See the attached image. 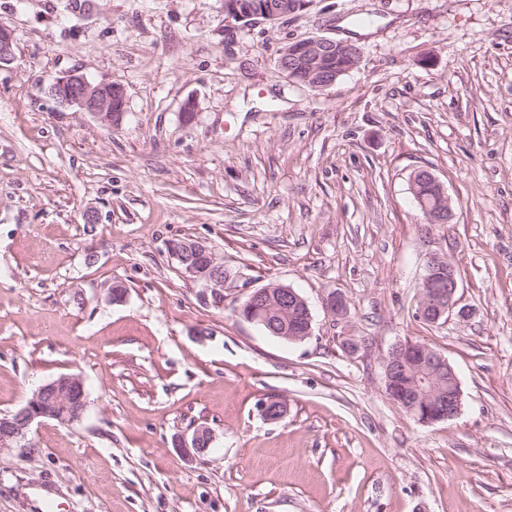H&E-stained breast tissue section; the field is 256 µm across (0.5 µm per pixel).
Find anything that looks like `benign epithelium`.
Segmentation results:
<instances>
[{"label": "benign epithelium", "mask_w": 512, "mask_h": 512, "mask_svg": "<svg viewBox=\"0 0 512 512\" xmlns=\"http://www.w3.org/2000/svg\"><path fill=\"white\" fill-rule=\"evenodd\" d=\"M309 7L310 0H276L269 4L263 0H224V23L228 31L234 32L242 22L275 21ZM14 42L13 32L0 24L1 65L13 59ZM345 55L354 60L348 70L359 66L360 49L325 36H310L281 49L278 68L291 80L315 90H324L348 71L338 72L333 69L334 59ZM46 91L59 106L76 107L88 112L105 126L119 125L126 112L125 93L121 86L93 83L80 72L49 79ZM425 174L432 180L439 198L436 207H423L425 219L429 224H448L453 217L451 199L434 173L427 170ZM169 249L184 274L200 285L197 292L199 301L205 305L224 306V263L200 242L179 240L170 243ZM198 252L206 255L210 266L214 267L213 274L204 279L199 278L192 258ZM445 267L448 268V289H429L432 275ZM458 288L459 277L454 265L442 254H430L426 261V274L420 283L417 315L426 316L436 323L452 314L456 308ZM248 303L252 304L250 314L238 311L244 320L269 329L271 325L268 319L272 310H295L304 318L306 327L298 331V335L289 337V340L302 341L311 335L312 315L309 304L295 289L281 284H273L264 290L257 288L249 293ZM324 306L332 317H342L347 312L345 299L336 293L326 297ZM406 355L415 358L422 375L410 406L415 418L421 423H435L456 417L462 399L458 376L449 362L436 355L427 345L411 340L396 343L382 361L385 383H390L395 373L405 370L407 362L403 361V357ZM442 374L448 375L446 398L441 397L436 384L432 383L435 376ZM86 408L87 397L81 378L71 374L60 375L41 385L23 409L9 416H0V450L27 447L28 434L37 421L51 419L62 424H73L83 417ZM260 410L265 419L278 421L287 414V405L282 400L269 399L261 404ZM211 441L210 428L200 425L193 431L191 440L181 441L178 447L199 455L206 452Z\"/></svg>", "instance_id": "7a95c632"}]
</instances>
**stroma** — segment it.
<instances>
[{"label":"stroma","instance_id":"obj_1","mask_svg":"<svg viewBox=\"0 0 512 512\" xmlns=\"http://www.w3.org/2000/svg\"><path fill=\"white\" fill-rule=\"evenodd\" d=\"M0 24V415L62 374L88 402L0 450V512L40 491L55 512H512V0H312L231 35L224 0H0ZM308 35L359 66L290 81L277 57ZM72 71L123 87L120 125L47 95ZM420 169L451 223H426ZM184 239L231 270L223 307L171 255ZM435 252L466 314L428 323ZM269 283L307 299L304 341L238 316ZM404 340L454 367L453 419L388 397ZM200 425L209 449L184 453ZM448 267V290L432 291L429 282L434 273ZM459 288V277L454 265L446 256L432 253L426 261V274L423 276L419 289L417 315L428 317L437 323L444 317L450 316L456 308V293Z\"/></svg>","mask_w":512,"mask_h":512}]
</instances>
